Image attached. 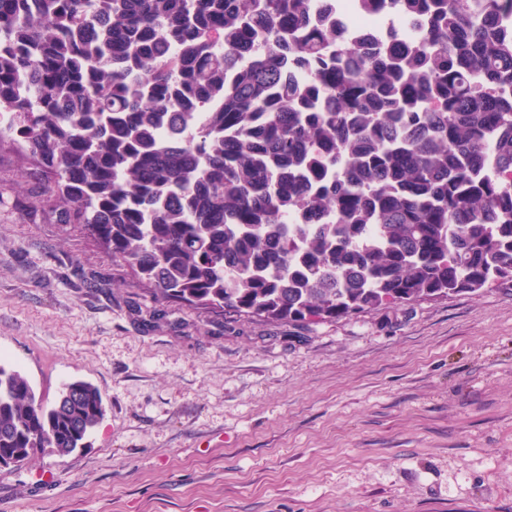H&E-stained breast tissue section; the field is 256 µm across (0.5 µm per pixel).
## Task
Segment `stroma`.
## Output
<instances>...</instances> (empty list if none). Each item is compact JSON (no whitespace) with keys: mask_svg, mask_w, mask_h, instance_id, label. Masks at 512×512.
<instances>
[{"mask_svg":"<svg viewBox=\"0 0 512 512\" xmlns=\"http://www.w3.org/2000/svg\"><path fill=\"white\" fill-rule=\"evenodd\" d=\"M37 169L0 141V362L105 415L0 468V512H512V282L317 323L158 301L29 213Z\"/></svg>","mask_w":512,"mask_h":512,"instance_id":"1","label":"stroma"}]
</instances>
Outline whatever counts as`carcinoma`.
Instances as JSON below:
<instances>
[{"label": "carcinoma", "mask_w": 512, "mask_h": 512, "mask_svg": "<svg viewBox=\"0 0 512 512\" xmlns=\"http://www.w3.org/2000/svg\"><path fill=\"white\" fill-rule=\"evenodd\" d=\"M332 2L0 0V139L49 174L30 213L159 300L247 318L512 281V0H364L420 28L367 52ZM103 416L94 385L47 403L0 363L1 462L70 455Z\"/></svg>", "instance_id": "1"}]
</instances>
